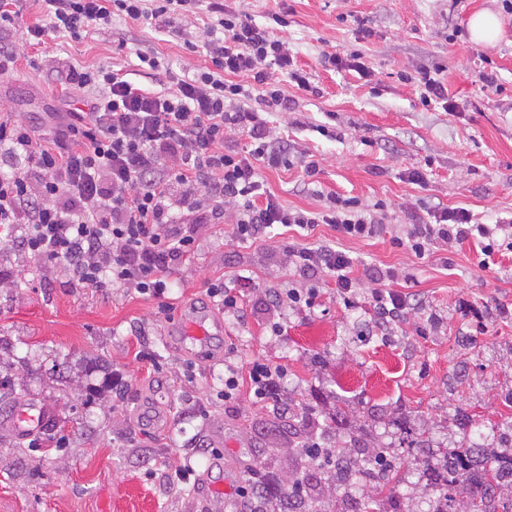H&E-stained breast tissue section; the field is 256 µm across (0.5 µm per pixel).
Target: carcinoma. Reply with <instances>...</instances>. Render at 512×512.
<instances>
[{
  "label": "carcinoma",
  "mask_w": 512,
  "mask_h": 512,
  "mask_svg": "<svg viewBox=\"0 0 512 512\" xmlns=\"http://www.w3.org/2000/svg\"><path fill=\"white\" fill-rule=\"evenodd\" d=\"M339 419L341 412L333 413L318 433L308 431L304 421L293 417L268 424L270 433L288 437L305 467L295 470L294 479L286 485L257 486L260 507L256 512H272L268 504L273 499L279 501L278 512H381L380 500L396 493L397 482L391 479L394 466L384 451L375 450L357 431L348 434L346 441L330 444L337 438ZM502 450L506 452L504 461L493 466L484 463L482 446L463 443L426 465V476L446 501L443 512H453L454 494L459 488L472 496L476 512H512V501L506 503L500 496L502 487L512 488V443ZM353 458L367 463L373 493L361 501L346 499L339 508L325 509L326 496L336 497L357 480L356 471L350 467Z\"/></svg>",
  "instance_id": "carcinoma-1"
}]
</instances>
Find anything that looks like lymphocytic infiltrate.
Wrapping results in <instances>:
<instances>
[{
	"instance_id": "lymphocytic-infiltrate-1",
	"label": "lymphocytic infiltrate",
	"mask_w": 512,
	"mask_h": 512,
	"mask_svg": "<svg viewBox=\"0 0 512 512\" xmlns=\"http://www.w3.org/2000/svg\"><path fill=\"white\" fill-rule=\"evenodd\" d=\"M49 26L28 27L26 38L41 43L46 30L81 39L113 18L170 17L197 9L198 0H50ZM218 23L207 28L203 47L210 67L174 80L155 92L107 68H69V88L93 91L85 107L49 113L54 136L40 142L29 125L0 121V244L26 256L63 266L85 288H131L162 300L177 266L194 253L200 225L232 218L241 242L268 235L274 225L303 230L333 225L345 237L370 238L382 225L356 198H331L320 212L289 210L267 192L260 166L288 161L276 144L264 107L287 112L273 71L299 89L310 90L304 70L295 68L286 26L275 16L266 26L224 11L209 0ZM256 107H249V99ZM234 130L251 142L247 151L224 144ZM483 238V255L512 251V233L498 234L473 223L467 209L436 204L412 226L407 246L424 256L439 239ZM288 260L299 275L327 273L344 296L354 293L355 262L329 247L292 245ZM224 397L233 399L247 377L257 401L273 398L283 368L255 361L247 371L227 365Z\"/></svg>"
}]
</instances>
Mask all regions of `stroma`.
Returning a JSON list of instances; mask_svg holds the SVG:
<instances>
[{"instance_id":"obj_1","label":"stroma","mask_w":512,"mask_h":512,"mask_svg":"<svg viewBox=\"0 0 512 512\" xmlns=\"http://www.w3.org/2000/svg\"><path fill=\"white\" fill-rule=\"evenodd\" d=\"M224 9L270 23L288 15L285 34L315 93L288 82V112L270 111L274 137L288 140L290 163L262 169L267 188L290 209L321 211L328 196L383 203L382 232L370 239L339 236L322 224L309 235L280 226L263 242L243 243L230 223L205 224L198 247L173 276L171 304L130 288H73L63 267L0 247V379L24 398L51 403L49 434L24 439L0 411V512H216L214 487H228L233 512H250L246 497L261 462L265 479L287 478L293 450L260 430L274 407L255 403L248 385L225 400L226 364L263 360L287 375L283 404L309 407L315 419L335 408L348 415L340 433L372 426L374 444L390 449L403 471L399 512H428L432 492L425 464L396 428L406 419L437 453L480 430L488 456L497 453L498 426L512 418V253L484 258L479 240L437 242L424 257L397 247L426 205L470 210L481 224L512 219V14L501 0H223ZM498 14L501 36L472 41L470 16ZM207 10L167 19L114 18L80 40L50 31L48 0H26L10 38L18 61L0 75V117L22 120L41 139L54 129L50 112L74 102L61 84L67 66L112 67L140 76L137 55L157 56L151 86L207 66ZM46 26L42 44L26 43L27 27ZM361 51L373 75L320 65L322 54ZM445 65L450 109L425 106L402 73ZM493 67L500 92L483 89L477 74ZM319 163L315 177L306 159ZM426 167L424 185L407 170ZM291 243H327L391 272L389 288L409 299L406 318L381 330L369 305L372 281L360 279L352 299L332 277L312 279L289 267ZM488 267H481V260ZM225 282L241 290L242 317L225 315L205 294ZM298 289L310 303L266 301L269 290ZM217 328L211 344L182 342L191 316ZM279 333H272V326ZM118 380L122 399L104 392ZM100 389L88 399L89 388ZM473 415L472 429L458 425ZM185 471L187 479L176 476Z\"/></svg>"}]
</instances>
